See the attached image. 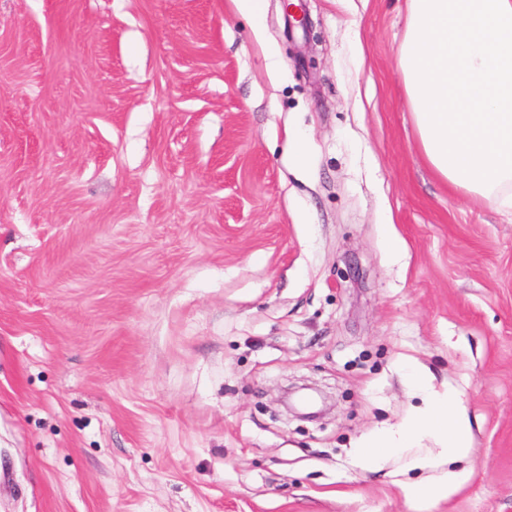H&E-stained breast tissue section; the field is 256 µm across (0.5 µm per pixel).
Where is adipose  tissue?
Returning a JSON list of instances; mask_svg holds the SVG:
<instances>
[{
	"instance_id": "adipose-tissue-1",
	"label": "adipose tissue",
	"mask_w": 512,
	"mask_h": 512,
	"mask_svg": "<svg viewBox=\"0 0 512 512\" xmlns=\"http://www.w3.org/2000/svg\"><path fill=\"white\" fill-rule=\"evenodd\" d=\"M399 67L418 134L433 171L449 186L512 210V0H411ZM406 377L426 403L397 435L358 447L365 469L408 454V468L429 466L410 455L431 436L454 460L470 447V425L455 391H431L424 374Z\"/></svg>"
}]
</instances>
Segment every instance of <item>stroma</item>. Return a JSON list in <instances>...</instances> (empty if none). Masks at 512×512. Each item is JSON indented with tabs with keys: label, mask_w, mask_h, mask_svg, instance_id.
Segmentation results:
<instances>
[{
	"label": "stroma",
	"mask_w": 512,
	"mask_h": 512,
	"mask_svg": "<svg viewBox=\"0 0 512 512\" xmlns=\"http://www.w3.org/2000/svg\"><path fill=\"white\" fill-rule=\"evenodd\" d=\"M287 2L0 0V512H512V214L419 149L409 0ZM408 364L468 454L367 471ZM304 389H313L308 385L296 386L291 388H286L281 396L280 403L285 408L288 414H294L295 417L303 418V419H317L324 415L328 410H330V406L328 407L326 397L321 396L322 398V409L316 412H302L300 411L292 401V396L296 392Z\"/></svg>",
	"instance_id": "35a3bbf8"
}]
</instances>
